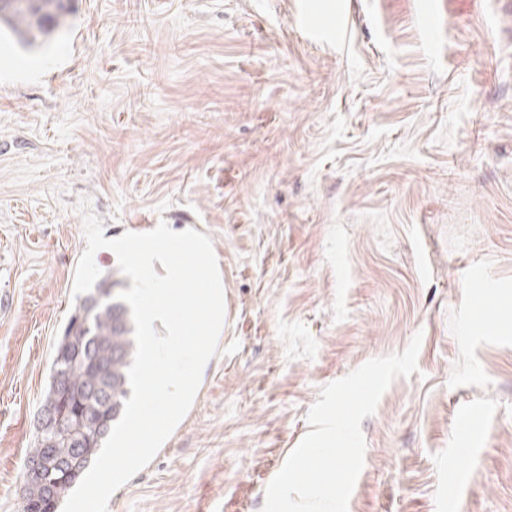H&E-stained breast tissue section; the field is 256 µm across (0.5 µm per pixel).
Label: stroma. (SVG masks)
<instances>
[{
    "label": "stroma",
    "mask_w": 512,
    "mask_h": 512,
    "mask_svg": "<svg viewBox=\"0 0 512 512\" xmlns=\"http://www.w3.org/2000/svg\"><path fill=\"white\" fill-rule=\"evenodd\" d=\"M0 41V512L104 236L213 243L224 353L110 512H262L323 386L421 335L348 512H512V0H67ZM435 10V26L425 22Z\"/></svg>",
    "instance_id": "1"
}]
</instances>
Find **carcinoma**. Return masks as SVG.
Returning <instances> with one entry per match:
<instances>
[{
	"mask_svg": "<svg viewBox=\"0 0 512 512\" xmlns=\"http://www.w3.org/2000/svg\"><path fill=\"white\" fill-rule=\"evenodd\" d=\"M65 23L64 0H12L0 11L4 25L24 48L36 46L46 25ZM121 281L109 274L79 307L77 328L67 327L55 347L34 447L28 458L42 463L39 478H26L22 512H58L61 501L100 452L128 399V369L135 354L134 324L128 304L118 299ZM81 431L66 436L59 419Z\"/></svg>",
	"mask_w": 512,
	"mask_h": 512,
	"instance_id": "cac0c4a2",
	"label": "carcinoma"
}]
</instances>
